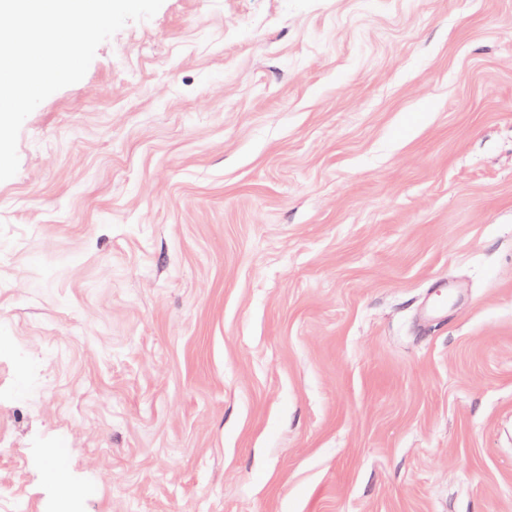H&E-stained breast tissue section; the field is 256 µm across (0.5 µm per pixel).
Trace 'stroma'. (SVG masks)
<instances>
[{
	"mask_svg": "<svg viewBox=\"0 0 512 512\" xmlns=\"http://www.w3.org/2000/svg\"><path fill=\"white\" fill-rule=\"evenodd\" d=\"M17 152L0 494L512 512V0H163Z\"/></svg>",
	"mask_w": 512,
	"mask_h": 512,
	"instance_id": "1",
	"label": "stroma"
}]
</instances>
